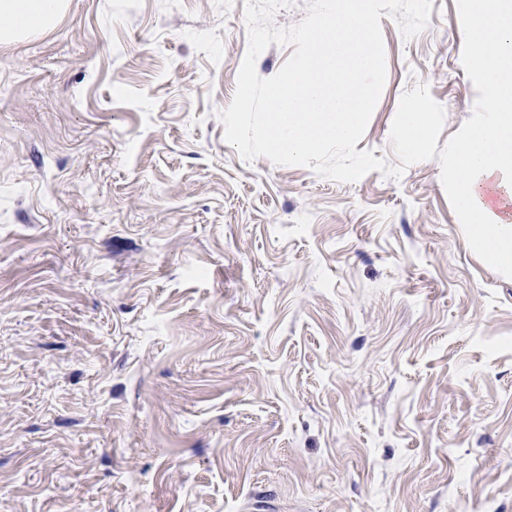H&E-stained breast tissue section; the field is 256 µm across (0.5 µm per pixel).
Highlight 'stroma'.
I'll return each mask as SVG.
<instances>
[{"instance_id": "obj_1", "label": "stroma", "mask_w": 512, "mask_h": 512, "mask_svg": "<svg viewBox=\"0 0 512 512\" xmlns=\"http://www.w3.org/2000/svg\"><path fill=\"white\" fill-rule=\"evenodd\" d=\"M467 0L404 39L354 183L244 160L218 114L243 5L70 0L0 44V512H512V273L448 145L485 110Z\"/></svg>"}]
</instances>
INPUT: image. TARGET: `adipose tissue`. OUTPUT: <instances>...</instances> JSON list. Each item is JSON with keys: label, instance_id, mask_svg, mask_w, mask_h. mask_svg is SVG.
Returning a JSON list of instances; mask_svg holds the SVG:
<instances>
[{"label": "adipose tissue", "instance_id": "1", "mask_svg": "<svg viewBox=\"0 0 512 512\" xmlns=\"http://www.w3.org/2000/svg\"><path fill=\"white\" fill-rule=\"evenodd\" d=\"M67 0H0V42L49 29ZM470 65L486 88L480 120L448 147L451 188L472 242L498 269L512 271V9L470 0Z\"/></svg>", "mask_w": 512, "mask_h": 512}]
</instances>
